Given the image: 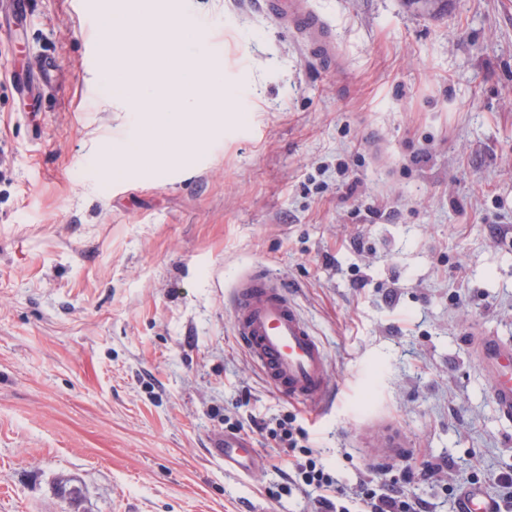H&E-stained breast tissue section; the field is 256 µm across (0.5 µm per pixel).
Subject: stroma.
I'll list each match as a JSON object with an SVG mask.
<instances>
[{
    "label": "stroma",
    "mask_w": 512,
    "mask_h": 512,
    "mask_svg": "<svg viewBox=\"0 0 512 512\" xmlns=\"http://www.w3.org/2000/svg\"><path fill=\"white\" fill-rule=\"evenodd\" d=\"M103 2L0 22V512H313L274 494L260 426L290 414L347 490L381 473L457 512L444 486L476 470L498 497L512 421L471 339H512V0H310L331 67L261 0H180L229 109L162 175L108 180L102 144L144 122L103 78ZM257 265L325 349L324 413L233 334L231 288ZM239 423L264 463L250 481L212 452Z\"/></svg>",
    "instance_id": "35a3bbf8"
}]
</instances>
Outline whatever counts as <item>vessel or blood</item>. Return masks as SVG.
Here are the masks:
<instances>
[{
  "mask_svg": "<svg viewBox=\"0 0 512 512\" xmlns=\"http://www.w3.org/2000/svg\"><path fill=\"white\" fill-rule=\"evenodd\" d=\"M263 5L311 57L328 64L335 62L336 42L331 29L308 0H263ZM231 321L235 336L277 393L315 412L329 405L333 390L325 350L283 285L265 267L253 268L235 281ZM479 350L492 378L490 398L502 417L510 419L512 342L486 336ZM215 452L223 458L225 470L247 478L258 471L257 453L245 439L225 436ZM463 512H495V505L480 488L471 487L463 493Z\"/></svg>",
  "mask_w": 512,
  "mask_h": 512,
  "instance_id": "vessel-or-blood-1",
  "label": "vessel or blood"
}]
</instances>
